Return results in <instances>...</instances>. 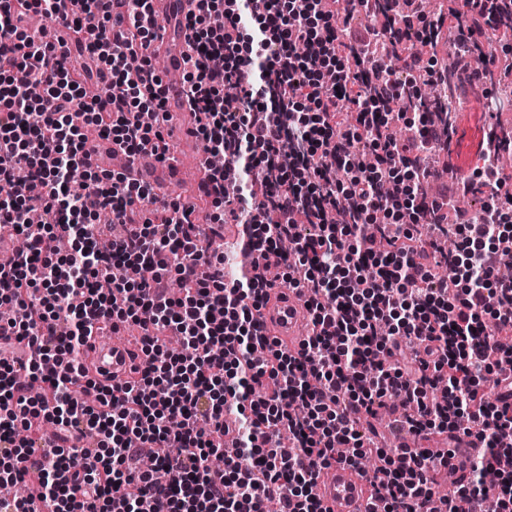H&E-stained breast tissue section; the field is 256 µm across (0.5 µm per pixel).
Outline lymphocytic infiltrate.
<instances>
[{"mask_svg":"<svg viewBox=\"0 0 512 512\" xmlns=\"http://www.w3.org/2000/svg\"><path fill=\"white\" fill-rule=\"evenodd\" d=\"M449 14L392 0H197L186 18L193 53L182 72L195 136L223 167L202 162L200 200L211 223L246 224L238 270L197 238L192 207L159 204L152 186L84 165L82 126L130 158L166 157L164 79L151 45L149 0H0V223L23 245L0 262V462L27 493L0 512H323L313 489L334 464L355 468L384 512H512V480L491 485L512 458V175L485 139L481 164L455 180L463 199L486 189L477 213L449 212L425 194L444 133L420 86L461 87L493 22L486 0ZM79 34L56 51L23 17ZM366 18L351 31L354 15ZM455 26L451 66L383 43H432ZM86 59L73 66L72 55ZM107 72L102 94L84 90ZM413 129V140L393 136ZM451 228L454 250L437 232ZM450 274L437 276L434 264ZM179 296H172V282ZM306 291L307 334L290 348L259 311L273 286ZM139 327L142 355L123 380L90 375L94 321ZM32 353L16 370L13 342ZM415 355L404 360V346ZM491 382L485 395L481 382ZM235 413L225 448L227 411ZM413 435L377 446L381 411ZM52 424L58 445L38 447ZM480 443L455 493L436 489L445 449ZM157 450L146 468L145 444Z\"/></svg>","mask_w":512,"mask_h":512,"instance_id":"lymphocytic-infiltrate-1","label":"lymphocytic infiltrate"}]
</instances>
